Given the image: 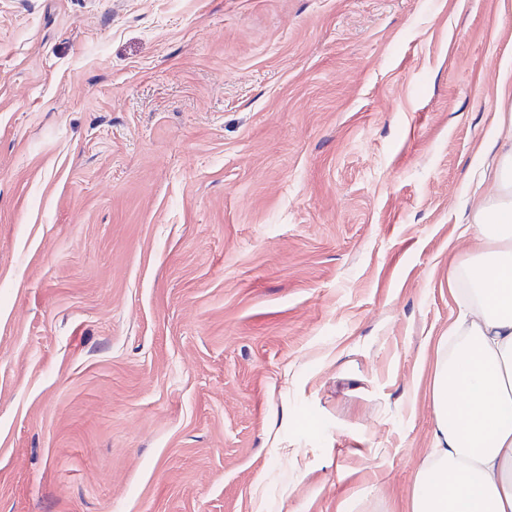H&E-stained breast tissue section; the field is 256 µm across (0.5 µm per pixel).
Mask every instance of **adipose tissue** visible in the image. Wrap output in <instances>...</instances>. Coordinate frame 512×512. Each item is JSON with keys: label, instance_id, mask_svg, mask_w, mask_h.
<instances>
[{"label": "adipose tissue", "instance_id": "obj_1", "mask_svg": "<svg viewBox=\"0 0 512 512\" xmlns=\"http://www.w3.org/2000/svg\"><path fill=\"white\" fill-rule=\"evenodd\" d=\"M490 167L494 190L473 216L468 250L448 271L461 311L435 346L433 446L410 512H512V114Z\"/></svg>", "mask_w": 512, "mask_h": 512}]
</instances>
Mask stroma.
I'll use <instances>...</instances> for the list:
<instances>
[{
    "instance_id": "1",
    "label": "stroma",
    "mask_w": 512,
    "mask_h": 512,
    "mask_svg": "<svg viewBox=\"0 0 512 512\" xmlns=\"http://www.w3.org/2000/svg\"><path fill=\"white\" fill-rule=\"evenodd\" d=\"M512 113V0H0V512H403Z\"/></svg>"
}]
</instances>
